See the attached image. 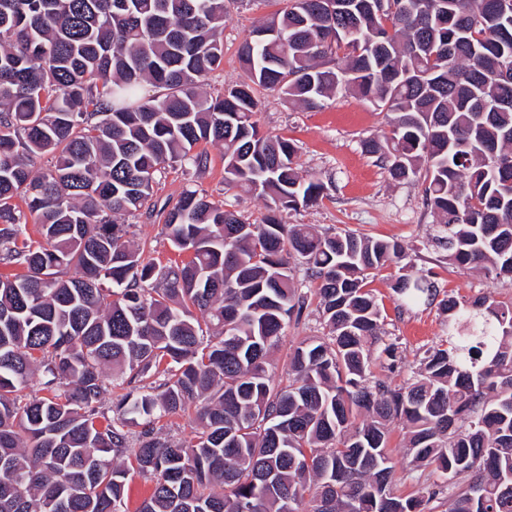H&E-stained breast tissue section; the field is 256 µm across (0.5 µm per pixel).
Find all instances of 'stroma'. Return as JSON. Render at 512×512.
<instances>
[{
    "label": "stroma",
    "mask_w": 512,
    "mask_h": 512,
    "mask_svg": "<svg viewBox=\"0 0 512 512\" xmlns=\"http://www.w3.org/2000/svg\"><path fill=\"white\" fill-rule=\"evenodd\" d=\"M277 8L276 0H230L224 18V60L211 73L208 92L222 93L226 86L242 80L238 46ZM259 98L261 107L257 119L261 130L292 140L298 147V163L303 173L321 179L328 187L327 196L317 205L288 213V223L351 229L373 237L398 240L412 260L413 273L434 280L441 295L486 296L497 301L512 299V283L449 264L444 251L432 243L435 218L424 204L421 182L398 184L391 181L386 170L363 152V139L388 132L390 113L374 110L368 103L349 95L337 96L315 111L288 104L276 94L265 91ZM208 152L210 166L197 182L187 183L180 170H166L154 186L155 200L176 201L183 190L191 186L210 199L231 204L246 219L261 220L266 213L262 199L225 191L223 147L212 145ZM398 274L397 268L389 267L373 273L368 280L382 309L386 337L397 343L404 362L401 372L389 375L377 367L373 373L387 377L394 385L417 370L425 350L446 336V316L439 304L406 303L393 289ZM324 334L316 307H309L299 323L286 328L271 352L270 375L277 380L287 379L291 347ZM389 451L396 470V494L407 495L437 482L436 474L413 462L400 424L390 426Z\"/></svg>",
    "instance_id": "stroma-1"
}]
</instances>
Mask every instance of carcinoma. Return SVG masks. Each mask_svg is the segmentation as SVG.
Here are the masks:
<instances>
[{
	"mask_svg": "<svg viewBox=\"0 0 512 512\" xmlns=\"http://www.w3.org/2000/svg\"><path fill=\"white\" fill-rule=\"evenodd\" d=\"M282 2L239 47L245 79L213 97L225 0H0V264L25 270L0 279V512H128L133 469L152 481L136 512H431L435 489L393 492L394 419L448 484V512H512V302L441 300L448 337L417 376H374V345L387 371L403 361L366 279L408 254L287 223L328 187L257 120L259 90L392 113L365 152L395 182L423 180L451 264L512 281V164L492 167L512 157V80L497 75L512 71V0ZM208 144L224 147L225 189L265 201L260 223L192 189L153 200L166 166L207 170ZM141 213L177 258L130 245L117 220ZM394 289L437 296L407 274ZM314 299L327 335L293 348L277 383L268 355ZM37 365L46 397L25 393ZM108 369L124 390L110 416ZM190 408L193 439L161 438Z\"/></svg>",
	"mask_w": 512,
	"mask_h": 512,
	"instance_id": "obj_1",
	"label": "carcinoma"
}]
</instances>
